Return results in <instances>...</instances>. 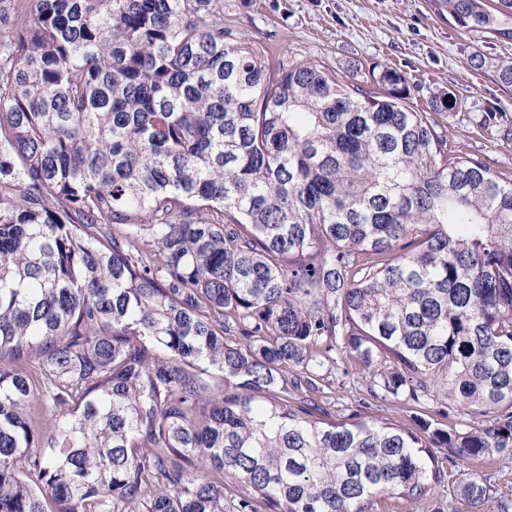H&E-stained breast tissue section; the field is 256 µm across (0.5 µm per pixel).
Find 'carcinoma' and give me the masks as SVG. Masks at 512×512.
<instances>
[{"mask_svg": "<svg viewBox=\"0 0 512 512\" xmlns=\"http://www.w3.org/2000/svg\"><path fill=\"white\" fill-rule=\"evenodd\" d=\"M380 81L272 72L214 0L0 9V512H376L512 455V178ZM348 357L464 422L288 393Z\"/></svg>", "mask_w": 512, "mask_h": 512, "instance_id": "carcinoma-1", "label": "carcinoma"}]
</instances>
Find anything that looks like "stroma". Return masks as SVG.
Instances as JSON below:
<instances>
[{
    "instance_id": "1",
    "label": "stroma",
    "mask_w": 512,
    "mask_h": 512,
    "mask_svg": "<svg viewBox=\"0 0 512 512\" xmlns=\"http://www.w3.org/2000/svg\"><path fill=\"white\" fill-rule=\"evenodd\" d=\"M224 24L272 64L307 60L369 90L386 70L405 76L409 106L430 113L448 142L512 177V86L498 77L512 36L462 28L441 0H217ZM321 406L407 427L431 411L372 396L357 360L331 374Z\"/></svg>"
}]
</instances>
